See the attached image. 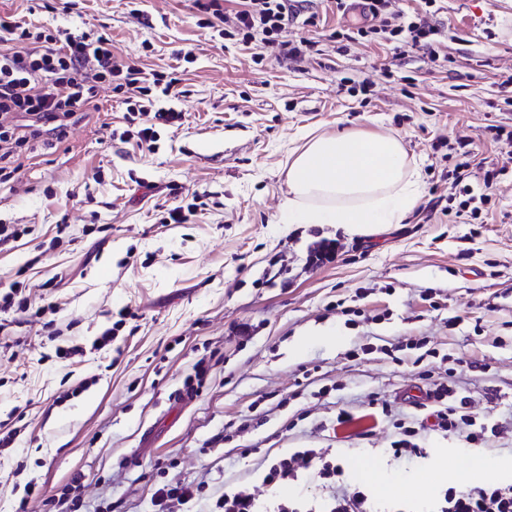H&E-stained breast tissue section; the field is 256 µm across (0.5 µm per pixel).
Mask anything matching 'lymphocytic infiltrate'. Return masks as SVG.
<instances>
[{"label": "lymphocytic infiltrate", "mask_w": 512, "mask_h": 512, "mask_svg": "<svg viewBox=\"0 0 512 512\" xmlns=\"http://www.w3.org/2000/svg\"><path fill=\"white\" fill-rule=\"evenodd\" d=\"M304 0H236L237 8L225 38L249 45L254 41L271 51L300 57L302 44L285 41L283 33L290 21L299 18ZM365 20L340 29L346 39L368 38L376 32L388 33L391 41L427 52L433 51L438 31L426 19L394 9L393 0H367ZM382 27H375L374 19ZM23 42L25 53L10 52L8 45ZM116 81L117 91L125 92L128 112L150 115V122L138 125L133 136L139 148L154 151L158 129L181 125L185 115L169 105L177 98V78H164L157 72L121 63L112 53V41L76 36L66 31L32 33L26 23L0 18V184L8 182L20 168V157L29 143L61 141L71 124L85 120L97 111L98 87ZM146 106H137L139 98ZM461 157L453 170L459 189L460 208L478 216V203L487 194H475L469 183V170L476 158L467 140L457 142ZM427 398L433 403L431 430L447 435L468 425V447L480 448L490 440L488 426L480 422L468 397L459 395L453 381L432 383ZM306 475L318 477L322 492L316 496L297 495L285 500L279 487ZM345 469L329 449L302 448L287 456L269 459L262 484L266 494L244 488L225 490L211 512H417V505L405 499L379 503L367 489L345 488ZM85 485L73 476L63 496H44L40 484L28 481L16 500L14 512H28L31 500H40L43 512H80ZM426 512H512V483L487 482L466 490L452 487L430 497Z\"/></svg>", "instance_id": "f902f5d3"}]
</instances>
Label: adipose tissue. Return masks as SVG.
<instances>
[{
	"label": "adipose tissue",
	"mask_w": 512,
	"mask_h": 512,
	"mask_svg": "<svg viewBox=\"0 0 512 512\" xmlns=\"http://www.w3.org/2000/svg\"><path fill=\"white\" fill-rule=\"evenodd\" d=\"M421 194L420 169L399 136L322 135L294 155L278 221L368 236L401 223Z\"/></svg>",
	"instance_id": "ef3b65f1"
}]
</instances>
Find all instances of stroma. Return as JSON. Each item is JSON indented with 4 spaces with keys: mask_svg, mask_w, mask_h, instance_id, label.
I'll list each match as a JSON object with an SVG mask.
<instances>
[{
    "mask_svg": "<svg viewBox=\"0 0 512 512\" xmlns=\"http://www.w3.org/2000/svg\"><path fill=\"white\" fill-rule=\"evenodd\" d=\"M308 10L316 26L294 21L284 37L316 50L257 64L259 46L205 27L195 0H0V14L32 32L105 35L123 61L177 74L173 106L185 114L160 128L156 151L141 150L123 134L142 115L103 85L97 112L57 147L26 151L0 184V221L33 229L0 247V294L24 281L64 331L51 340L17 308L0 328V428L20 430L0 447V512H13L30 479L59 495L76 471L85 512H151L155 484L168 480L202 485L191 512H209L225 488L259 486L267 456L297 448L332 449L353 485L366 466L443 488L432 469L462 465L459 435H418L425 459L387 449L395 423L431 411L408 392L445 378L458 357L457 391L498 428L482 450L496 464L489 477L512 482V177L488 188L485 166L473 167L489 197L482 223L442 212L456 194L457 139L491 159L489 126H512V0H439L430 54L331 39L339 18L326 0ZM185 47L196 60L184 66ZM345 129L401 136L423 194L401 223L343 236L336 262L311 269V225L277 221L288 165L310 137ZM181 202L197 203L196 217L159 223ZM278 253L286 280L259 285ZM123 306L135 319L109 350L91 351ZM245 321L254 335L236 336ZM72 344L86 356L56 357ZM214 350L221 360L199 394L183 395ZM342 410L352 428L338 426Z\"/></svg>",
    "mask_w": 512,
    "mask_h": 512,
    "instance_id": "obj_1",
    "label": "stroma"
}]
</instances>
